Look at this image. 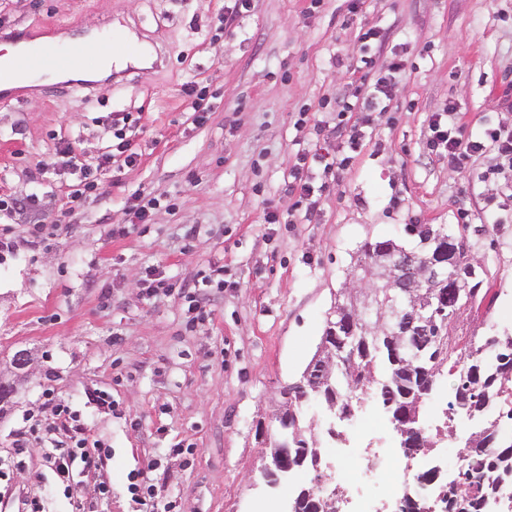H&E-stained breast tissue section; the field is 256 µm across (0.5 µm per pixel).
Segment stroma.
I'll return each instance as SVG.
<instances>
[{
	"instance_id": "obj_1",
	"label": "stroma",
	"mask_w": 512,
	"mask_h": 512,
	"mask_svg": "<svg viewBox=\"0 0 512 512\" xmlns=\"http://www.w3.org/2000/svg\"><path fill=\"white\" fill-rule=\"evenodd\" d=\"M225 0H0V43L40 37L121 40L145 66L86 81L16 88L0 100V199L36 198L35 212L0 210V369L28 350L32 372L0 415V512H72L107 486L104 512H142L132 486L150 478L155 512H279L280 497L253 489L261 465L258 423L276 412L282 387L299 381L320 343L337 295L352 287L367 242H406L408 224H454L459 210L488 224L471 254L487 269L494 306L461 312L452 337L512 333V222L485 213L503 184L485 178L486 153L464 168L428 154V120L455 104L466 122L512 125V0H252L224 26ZM377 26L386 48L406 51L392 108L373 138L324 193L317 220L287 214L285 192L298 148L314 145L300 109L327 119L322 103L350 96V57L361 27ZM207 86L211 109L196 124L183 94ZM136 118L137 163L100 167L98 188L70 208L76 183L56 167L61 140L98 164L114 143L113 121ZM159 199L151 223L119 234L127 198ZM203 317L188 300L202 276ZM174 288L156 298L149 277ZM70 407L88 444L110 452L104 468L60 484L48 441L72 445L43 393ZM327 446V488L357 512H391L371 495L370 465L345 459L323 435L325 409L304 407ZM40 420L49 437L30 433ZM25 440V463L15 445Z\"/></svg>"
}]
</instances>
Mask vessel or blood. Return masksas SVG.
Returning <instances> with one entry per match:
<instances>
[{
  "label": "vessel or blood",
  "mask_w": 512,
  "mask_h": 512,
  "mask_svg": "<svg viewBox=\"0 0 512 512\" xmlns=\"http://www.w3.org/2000/svg\"><path fill=\"white\" fill-rule=\"evenodd\" d=\"M117 48L112 40L95 39L84 43L79 56L59 53L53 49L36 47L29 49L17 65L5 67L0 65V86L12 83L18 70L32 73L48 70H71L105 58L115 56Z\"/></svg>",
  "instance_id": "obj_1"
}]
</instances>
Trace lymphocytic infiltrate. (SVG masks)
I'll use <instances>...</instances> for the list:
<instances>
[{
	"mask_svg": "<svg viewBox=\"0 0 512 512\" xmlns=\"http://www.w3.org/2000/svg\"><path fill=\"white\" fill-rule=\"evenodd\" d=\"M359 49L349 67L358 78L349 99L343 100L336 110L332 128L317 127V136L335 137L337 154L327 157L303 148L295 154L286 184L292 201L291 208L313 218L319 209L323 194L335 180L339 169L348 159L344 149H357L373 131L378 118L386 112L395 98L397 78L405 67V59L393 55L387 61L379 56L384 37L379 29L371 27L360 33ZM426 148L429 153L447 159L449 166H460L463 161L487 152L498 159L492 175L512 182V126L481 124L466 128L460 124L455 105L433 113L428 123ZM46 455L59 481L70 482L75 475L89 469L104 467L109 459L108 450H88L83 444L72 448H50Z\"/></svg>",
	"mask_w": 512,
	"mask_h": 512,
	"instance_id": "f902f5d3",
	"label": "lymphocytic infiltrate"
}]
</instances>
